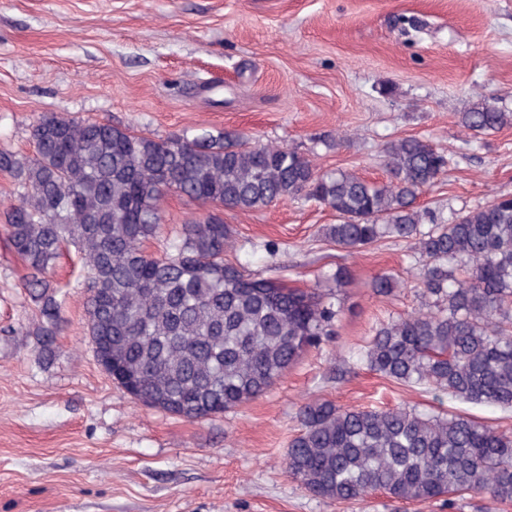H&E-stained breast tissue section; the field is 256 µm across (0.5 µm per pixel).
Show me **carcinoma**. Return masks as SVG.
Here are the masks:
<instances>
[{
  "label": "carcinoma",
  "mask_w": 512,
  "mask_h": 512,
  "mask_svg": "<svg viewBox=\"0 0 512 512\" xmlns=\"http://www.w3.org/2000/svg\"><path fill=\"white\" fill-rule=\"evenodd\" d=\"M459 124L482 133L512 125V112L479 99ZM24 161L0 152L17 202L0 212V234L21 257L22 287L53 335L52 279L73 244L86 270V328L112 378L144 405L186 418L222 414L264 394L310 347L330 335L335 294L250 275L224 258L232 230L208 213L183 224L163 257L144 244L161 224V201L181 193L203 205L249 213L306 197L336 213L327 239L359 250L385 237L424 258L421 307L382 324L364 358L397 383L512 409V196L440 221L417 199L448 168L427 140L384 148L388 179L320 171L287 147L226 132L164 138L120 125L53 114L33 126ZM398 282L371 283L386 296ZM286 454L289 476L336 502L373 491L405 503L484 493L512 502V435L462 416L412 407L365 409L312 399Z\"/></svg>",
  "instance_id": "carcinoma-1"
}]
</instances>
